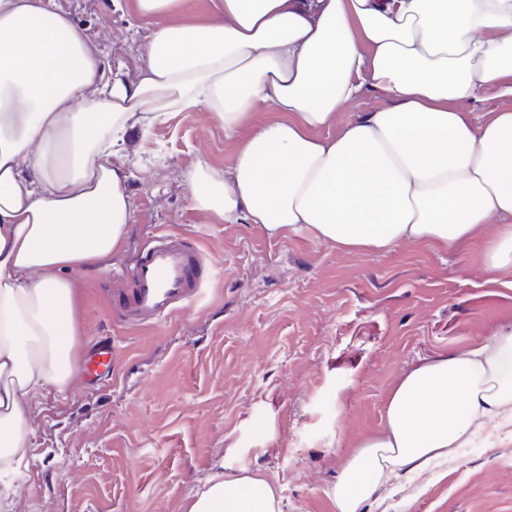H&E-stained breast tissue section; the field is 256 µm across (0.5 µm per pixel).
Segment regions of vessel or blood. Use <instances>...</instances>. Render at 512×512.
Segmentation results:
<instances>
[{
  "mask_svg": "<svg viewBox=\"0 0 512 512\" xmlns=\"http://www.w3.org/2000/svg\"><path fill=\"white\" fill-rule=\"evenodd\" d=\"M206 266L197 247L172 237L154 241L127 272L133 288L119 302L126 323L160 320L176 312L179 303L197 298Z\"/></svg>",
  "mask_w": 512,
  "mask_h": 512,
  "instance_id": "1",
  "label": "vessel or blood"
}]
</instances>
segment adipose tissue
<instances>
[{"mask_svg": "<svg viewBox=\"0 0 512 512\" xmlns=\"http://www.w3.org/2000/svg\"><path fill=\"white\" fill-rule=\"evenodd\" d=\"M149 34L137 75L113 71L59 0H0V499L27 463L29 409L65 392L79 334L70 271L107 269L133 223L126 145L171 113L206 107L235 134L275 117L233 164L199 162L194 204L267 236L347 251L453 246L497 225L485 261L512 268V0H129ZM388 106L327 134L364 87ZM512 419V329L424 357L391 390L384 424L326 495L362 512ZM245 468L214 476L188 512H282Z\"/></svg>", "mask_w": 512, "mask_h": 512, "instance_id": "adipose-tissue-1", "label": "adipose tissue"}]
</instances>
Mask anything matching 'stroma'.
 <instances>
[{
	"mask_svg": "<svg viewBox=\"0 0 512 512\" xmlns=\"http://www.w3.org/2000/svg\"><path fill=\"white\" fill-rule=\"evenodd\" d=\"M123 0H60L110 62L134 75L146 31ZM258 105L229 137L199 107L137 132L128 151L135 222L123 254L71 274L83 366L31 410L27 467L0 512H188L216 474L259 471L283 512H335L326 495L361 438L381 429L391 387L419 358L460 352L512 325V268L492 270L484 225L451 248L350 252L227 224L190 198L199 161L229 167L272 118ZM196 243L204 293L154 324L124 325L112 302L157 237ZM364 512H512V433L381 486Z\"/></svg>",
	"mask_w": 512,
	"mask_h": 512,
	"instance_id": "stroma-1",
	"label": "stroma"
}]
</instances>
